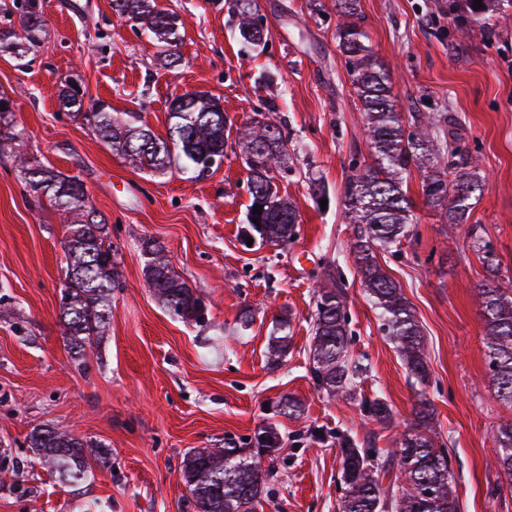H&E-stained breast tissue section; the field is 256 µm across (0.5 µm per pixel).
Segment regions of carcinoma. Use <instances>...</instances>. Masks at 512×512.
<instances>
[{
  "label": "carcinoma",
  "mask_w": 512,
  "mask_h": 512,
  "mask_svg": "<svg viewBox=\"0 0 512 512\" xmlns=\"http://www.w3.org/2000/svg\"><path fill=\"white\" fill-rule=\"evenodd\" d=\"M239 40L253 49L263 45L255 35L263 19L257 0H236ZM483 8L470 10L462 29L473 27L490 41L495 17L512 0H482ZM343 22L336 26V44L345 59L347 73L360 111L365 113L364 134L371 162L352 167L342 188L345 218L356 225L350 246L361 284L380 310L382 328L405 358L414 383L428 376L423 358L424 333L400 285L381 266L377 248L390 250L407 238L412 223L410 199L404 184L417 171L427 201L450 224H464L472 214L474 200L488 186L486 175L462 139L453 133L442 136L435 120L424 112L398 111L392 95V72L374 60L362 29L360 0H336ZM112 10L144 26L156 43L157 58L176 63L171 48L179 41L178 17L158 6L157 0H112ZM0 52L23 56L24 46L38 44L45 20L38 0H22L16 31L8 5L0 7ZM62 106L72 116L86 120L112 152L150 175L173 168L203 176L224 158V144L231 133L240 134L251 195V222L243 231H254L266 241L288 243L294 236L299 214L296 206L280 197L277 175L288 170L286 145L291 132L268 121L252 120L232 130L224 117L220 99L203 92L190 98L176 95L169 105L166 137L156 135L137 112H112L97 104L83 111V96L64 83L59 91ZM18 172L37 199L45 198L66 216V271L60 304L67 346L86 357L87 349L104 332L112 288L118 272L112 260V242L105 218L87 207L83 183L75 176L54 172L29 158L17 160ZM263 207L253 214L254 207ZM257 222H252V219ZM473 244L479 261L493 273L498 271L495 252L473 229ZM144 275L157 300L173 316L201 321L202 299L172 269L164 249L146 240ZM332 286L315 292L312 374L319 387L336 397H354L356 382L368 372L365 361L349 352V331L344 304L345 283L341 272L330 275ZM484 320L490 381L500 401L512 404V295L496 284L482 285L478 292ZM290 323L283 319L270 337L268 359L276 364L288 349ZM361 411L382 424L391 421V408L382 399L362 398ZM276 413L288 418L302 415L300 403L284 396ZM34 448L51 473L69 485L88 481L96 467L107 464L108 453L55 427H43L29 435ZM282 439L270 424L255 436L251 448H194L182 472V482L196 512H258L264 501L268 472L261 459L280 450ZM493 463L512 476V422L497 429L492 449ZM341 483L345 493L339 512H459L451 486L449 454L431 429L405 433L393 448L378 446V437L368 435L361 444L344 440ZM401 478L383 483L392 471Z\"/></svg>",
  "instance_id": "1"
}]
</instances>
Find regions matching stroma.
Returning <instances> with one entry per match:
<instances>
[{
  "mask_svg": "<svg viewBox=\"0 0 512 512\" xmlns=\"http://www.w3.org/2000/svg\"><path fill=\"white\" fill-rule=\"evenodd\" d=\"M258 0L264 51L237 39L236 0H158L178 15V68L168 70L134 21L111 0H39L46 21L40 45L18 60L0 53V96L12 108L32 158L79 177L89 207L110 227L122 273L112 291L109 328L87 360L65 346L59 298L65 281V221L27 192L13 146L0 147V512H194L181 481L194 448L243 443L266 424L284 446L263 459L269 471L264 512H336L343 493L340 443L376 432L395 446L415 425L418 398L434 409L433 427L451 458L460 512H512L511 483L491 462L496 430L512 406L490 382L478 288L485 270L471 246L479 227L512 289V6L494 18L497 39H461L463 0H360L377 59L393 75L399 111L447 114L452 130L478 148L489 186L470 223H446L425 200L420 176L408 183L414 222L399 250L378 260L401 286L425 334L429 378L412 387L382 330L379 311L348 256L355 236L343 219L341 191L353 162L368 160L363 116L336 46V0ZM86 106L139 112L165 135L173 95L219 98L233 125L256 116L292 133L281 197L298 209L295 239L245 246L251 200L245 157L235 142L224 163L193 178L157 177L115 155L86 121L59 107L64 82ZM329 188L327 206L311 181ZM159 242L178 275L208 308L198 325L171 317L149 288L142 243ZM337 265L346 281L350 350L370 371L358 387L393 410L391 424L369 420L357 402L329 399L311 375L314 290ZM252 324L235 337V322ZM292 339L276 366L268 340L280 319ZM299 399L300 419L275 412ZM64 428L106 448V466L80 485L62 483L39 464L28 436Z\"/></svg>",
  "mask_w": 512,
  "mask_h": 512,
  "instance_id": "obj_1",
  "label": "stroma"
}]
</instances>
